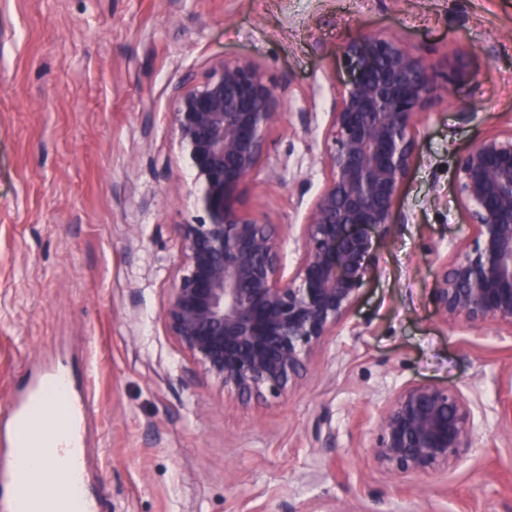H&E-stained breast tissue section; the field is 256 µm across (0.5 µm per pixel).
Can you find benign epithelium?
<instances>
[{"label": "benign epithelium", "mask_w": 512, "mask_h": 512, "mask_svg": "<svg viewBox=\"0 0 512 512\" xmlns=\"http://www.w3.org/2000/svg\"><path fill=\"white\" fill-rule=\"evenodd\" d=\"M352 78L325 133L328 170L285 276L281 240L238 195L281 119L256 65L225 60L202 82L175 89L172 128L194 185L198 215L177 224L183 262L163 323L194 370L241 398H278L313 350L343 322L370 273L371 235L387 236L413 164L415 118L441 89L435 67L397 38L347 42ZM456 193L468 237L441 263L432 298L439 316L472 328L512 330V128L475 140L460 156ZM471 401L457 388L410 383L388 394L367 459L399 480L459 461L472 445Z\"/></svg>", "instance_id": "benign-epithelium-1"}]
</instances>
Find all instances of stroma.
<instances>
[{
	"instance_id": "stroma-1",
	"label": "stroma",
	"mask_w": 512,
	"mask_h": 512,
	"mask_svg": "<svg viewBox=\"0 0 512 512\" xmlns=\"http://www.w3.org/2000/svg\"><path fill=\"white\" fill-rule=\"evenodd\" d=\"M364 35L432 63L440 94L349 318L298 386L238 400L187 377L162 321L182 264L170 227L197 215L173 89L226 59L275 88L282 118L239 205L290 274L349 78L336 50ZM511 125L512 0H0V408L58 362L88 381L112 512H512V330L444 320L431 294L468 233L458 157ZM407 383L458 388L475 432L460 461L401 482L365 450Z\"/></svg>"
}]
</instances>
